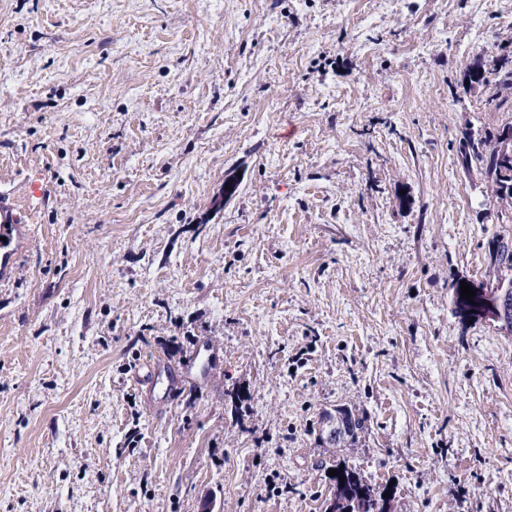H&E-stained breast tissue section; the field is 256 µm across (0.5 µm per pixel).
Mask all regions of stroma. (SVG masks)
I'll return each mask as SVG.
<instances>
[{
	"mask_svg": "<svg viewBox=\"0 0 512 512\" xmlns=\"http://www.w3.org/2000/svg\"><path fill=\"white\" fill-rule=\"evenodd\" d=\"M482 46L512 0H0V512H322L340 405L393 512H512ZM26 225L20 224L12 209L4 202H0V237H6V241L0 240L1 267L0 271L6 273L10 263L16 259L18 252L16 247L23 238ZM491 264L501 280H507V284L512 285V238L500 237L493 241V249L491 254ZM510 272V277L507 275ZM503 283L498 284L495 288H473L475 296L471 297L475 304H470L466 299L460 298L458 307L466 315L486 318L492 317L494 320H500V305L504 295H510L505 303L504 321L502 324L512 330V289L504 287ZM506 288V289H503ZM510 288V289H509Z\"/></svg>",
	"mask_w": 512,
	"mask_h": 512,
	"instance_id": "35a3bbf8",
	"label": "stroma"
}]
</instances>
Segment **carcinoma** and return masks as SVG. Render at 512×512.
Masks as SVG:
<instances>
[{
	"mask_svg": "<svg viewBox=\"0 0 512 512\" xmlns=\"http://www.w3.org/2000/svg\"><path fill=\"white\" fill-rule=\"evenodd\" d=\"M492 71L501 75L495 88L509 89L512 87V59L507 57L492 58ZM466 77L470 84L489 85L486 70L482 68V58H476L466 67ZM499 132H487L484 136L474 139L468 137L458 147V161L468 168L476 164L483 168L491 180L495 192L506 190L512 199V155L506 156L498 148ZM491 264L500 279L512 285V238L500 237L493 241ZM337 418L346 422L348 430L344 437L336 440L335 469H343L345 481L334 479L332 491L336 492V512H389V500L385 493L369 485L358 470L349 464L342 452L350 448L365 432L366 417L349 407L337 408Z\"/></svg>",
	"mask_w": 512,
	"mask_h": 512,
	"instance_id": "cac0c4a2",
	"label": "carcinoma"
}]
</instances>
